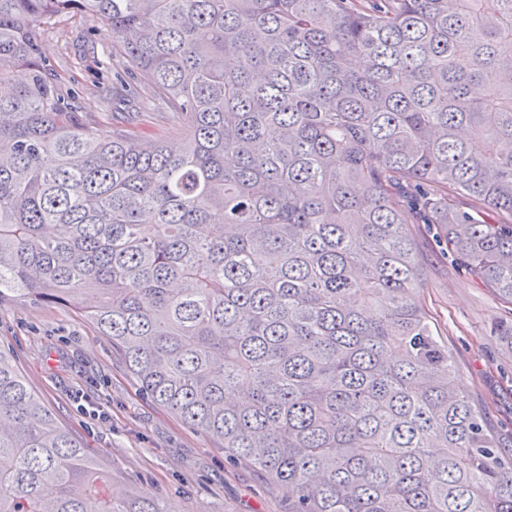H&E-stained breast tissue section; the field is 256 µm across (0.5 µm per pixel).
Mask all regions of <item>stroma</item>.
Instances as JSON below:
<instances>
[{
  "label": "stroma",
  "mask_w": 512,
  "mask_h": 512,
  "mask_svg": "<svg viewBox=\"0 0 512 512\" xmlns=\"http://www.w3.org/2000/svg\"><path fill=\"white\" fill-rule=\"evenodd\" d=\"M41 53L51 81L87 131L134 128L171 136L175 116L145 74H128L112 52V31L89 15L52 19ZM425 256L421 294L438 339L447 344L463 392L485 412L512 451V352L493 333L512 304L476 284L438 241L432 224L414 227ZM0 351L56 422L90 448L114 484L164 502L172 512H287L288 490L224 458L220 443L189 427L143 392L109 338L65 305L0 308ZM103 406L109 418L89 417Z\"/></svg>",
  "instance_id": "obj_1"
}]
</instances>
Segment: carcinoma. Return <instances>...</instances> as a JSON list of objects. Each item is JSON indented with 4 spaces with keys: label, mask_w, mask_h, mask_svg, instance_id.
I'll use <instances>...</instances> for the list:
<instances>
[{
    "label": "carcinoma",
    "mask_w": 512,
    "mask_h": 512,
    "mask_svg": "<svg viewBox=\"0 0 512 512\" xmlns=\"http://www.w3.org/2000/svg\"><path fill=\"white\" fill-rule=\"evenodd\" d=\"M78 13L179 145L74 120L39 43ZM4 82L0 307L79 309L288 512H512L411 230L438 225L512 303V0H0ZM2 458L0 512H169L113 486L0 351Z\"/></svg>",
    "instance_id": "obj_1"
}]
</instances>
